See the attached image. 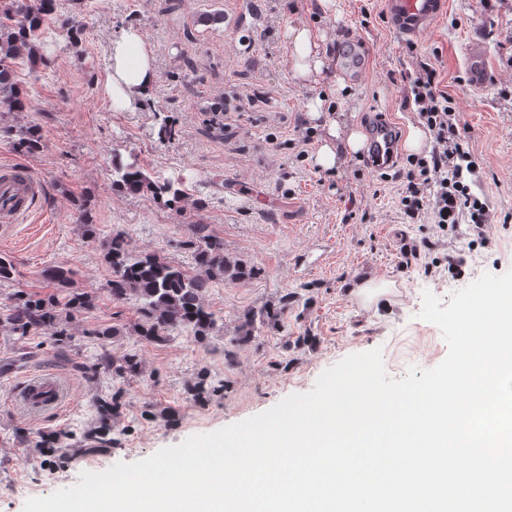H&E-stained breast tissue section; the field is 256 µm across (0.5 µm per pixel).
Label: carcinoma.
Wrapping results in <instances>:
<instances>
[{"mask_svg":"<svg viewBox=\"0 0 512 512\" xmlns=\"http://www.w3.org/2000/svg\"><path fill=\"white\" fill-rule=\"evenodd\" d=\"M57 0H0V108L6 112H24L29 101L16 81L14 64L26 59L29 67L37 69L45 62L43 37L48 24L57 18ZM6 137L12 139L18 151L34 154L40 151L41 135L37 127H3ZM113 184L129 194L149 192L156 198L179 199L184 193L180 177H152L135 162L113 164ZM195 245V271L189 273L180 266L155 255L138 259L128 256L125 239L116 234L108 248L112 257V278L108 288L112 300L126 302L135 299L137 320L131 325L138 336L150 343H166L175 332L189 330L206 336L216 329L214 314L204 304V294L216 279L239 281L253 275L254 270L224 253V240L212 233L210 225L200 221L190 226ZM94 294L75 292L61 303L17 289L11 296L8 313L0 316V331L13 338L21 350L35 354L30 341L44 334L53 337L56 356L68 357L70 333L67 324L77 314L93 306ZM286 295L278 308L260 312L262 321L276 325L288 301ZM118 376L137 377L144 367L138 354L99 362ZM224 390V383H215L206 375L188 382L185 391L200 400ZM93 423L80 433H56L44 440L43 450L54 453L62 440H71L96 454L111 447L115 420L124 407L123 394L92 399Z\"/></svg>","mask_w":512,"mask_h":512,"instance_id":"carcinoma-1","label":"carcinoma"}]
</instances>
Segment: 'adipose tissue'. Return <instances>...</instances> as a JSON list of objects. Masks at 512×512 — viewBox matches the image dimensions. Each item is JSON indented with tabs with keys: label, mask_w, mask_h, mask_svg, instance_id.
I'll use <instances>...</instances> for the list:
<instances>
[{
	"label": "adipose tissue",
	"mask_w": 512,
	"mask_h": 512,
	"mask_svg": "<svg viewBox=\"0 0 512 512\" xmlns=\"http://www.w3.org/2000/svg\"><path fill=\"white\" fill-rule=\"evenodd\" d=\"M293 51L299 76L322 72L328 65L326 56L320 52V38L310 29L294 30ZM154 81L151 47L140 31L128 29L112 44V93L115 102L121 107H130L148 93ZM327 134V141L317 151L316 162L328 171L336 166L341 154L356 153L364 144L357 130L341 127L334 120L329 121Z\"/></svg>",
	"instance_id": "adipose-tissue-1"
}]
</instances>
